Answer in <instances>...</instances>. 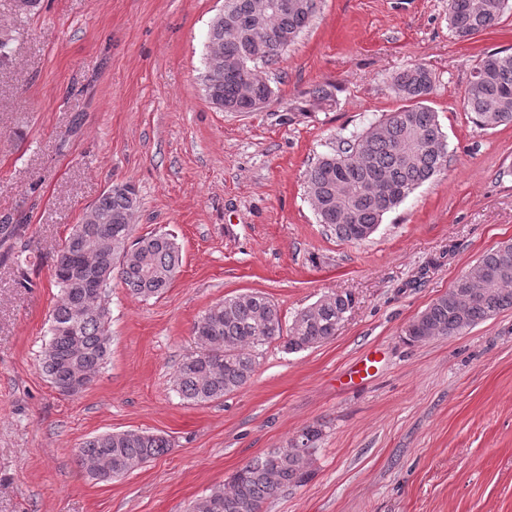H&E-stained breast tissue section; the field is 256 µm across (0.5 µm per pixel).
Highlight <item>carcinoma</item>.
Wrapping results in <instances>:
<instances>
[{
    "label": "carcinoma",
    "instance_id": "carcinoma-1",
    "mask_svg": "<svg viewBox=\"0 0 512 512\" xmlns=\"http://www.w3.org/2000/svg\"><path fill=\"white\" fill-rule=\"evenodd\" d=\"M286 10H262L257 0H224V18L213 19L203 85L206 98L224 112H250L271 98L270 83L252 76L259 65L277 62L310 25L318 0H288ZM508 0H448V19L459 39L497 25ZM433 80L423 65L393 78V90L406 105L342 141L310 168L307 194L319 223L337 238L363 241L416 188L443 168L448 144L437 116L423 105ZM465 111L484 128L512 124V51L487 53L475 67L464 97ZM133 186L103 193L82 223L72 228L54 263L60 298L52 309L49 340L41 371L59 387L68 365L92 382L111 353L108 288L113 275L132 294L150 299L170 287L181 263L168 233L133 236L137 212ZM24 224H0V244L22 238ZM89 249L92 260L78 255ZM5 257L23 275L27 249L9 248ZM353 307L349 294L326 296L283 321L267 296L247 292L227 296L194 323L199 350L184 359L174 375L181 397L206 403L242 389L251 380L257 352L274 341L297 353L333 339ZM512 307V243L484 254L469 274L409 322L410 343L458 335ZM322 429L304 428L300 446L275 449L252 458L231 477L229 489L215 487L191 506V512H263L278 493L309 477L311 457ZM170 440L143 430L108 432L81 442L78 467L91 479L110 482L164 455Z\"/></svg>",
    "mask_w": 512,
    "mask_h": 512
}]
</instances>
